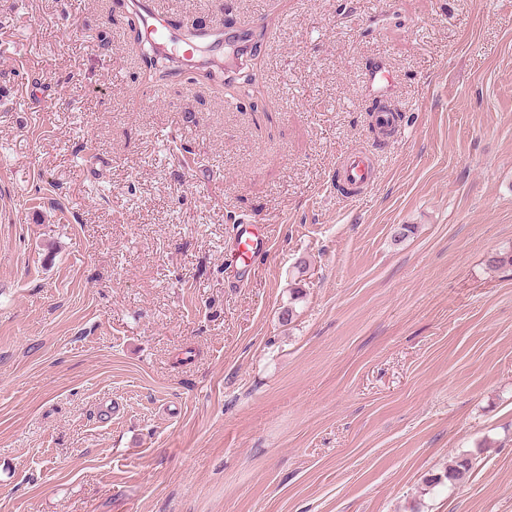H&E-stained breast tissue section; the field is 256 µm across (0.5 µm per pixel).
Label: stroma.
<instances>
[{
  "mask_svg": "<svg viewBox=\"0 0 512 512\" xmlns=\"http://www.w3.org/2000/svg\"><path fill=\"white\" fill-rule=\"evenodd\" d=\"M158 2L266 19L264 112L0 0V512H512V0ZM342 176L345 181L354 185L364 186L374 178V162L366 153H358L348 158L342 165ZM269 237L266 225L263 224H240L237 230L235 251L240 266L243 269L251 267L258 256L267 252Z\"/></svg>",
  "mask_w": 512,
  "mask_h": 512,
  "instance_id": "obj_1",
  "label": "stroma"
}]
</instances>
